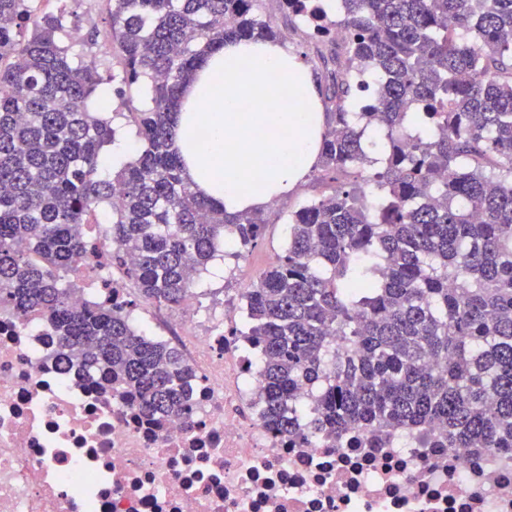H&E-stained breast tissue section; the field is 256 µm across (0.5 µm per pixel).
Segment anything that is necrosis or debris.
<instances>
[{
  "instance_id": "obj_1",
  "label": "necrosis or debris",
  "mask_w": 512,
  "mask_h": 512,
  "mask_svg": "<svg viewBox=\"0 0 512 512\" xmlns=\"http://www.w3.org/2000/svg\"><path fill=\"white\" fill-rule=\"evenodd\" d=\"M112 248L89 231L74 308L130 303ZM195 310L166 316L195 371L170 416L60 355L48 313L0 310V512H512V453L443 447L437 427L383 445L275 434L253 410L257 351Z\"/></svg>"
}]
</instances>
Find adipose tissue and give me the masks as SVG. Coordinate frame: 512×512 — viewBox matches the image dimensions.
I'll return each instance as SVG.
<instances>
[{"instance_id":"1","label":"adipose tissue","mask_w":512,"mask_h":512,"mask_svg":"<svg viewBox=\"0 0 512 512\" xmlns=\"http://www.w3.org/2000/svg\"><path fill=\"white\" fill-rule=\"evenodd\" d=\"M319 83L273 40H231L192 74L175 109L195 191L226 214L266 209L306 177L326 130Z\"/></svg>"}]
</instances>
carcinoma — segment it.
Listing matches in <instances>:
<instances>
[{
	"label": "carcinoma",
	"instance_id": "carcinoma-1",
	"mask_svg": "<svg viewBox=\"0 0 512 512\" xmlns=\"http://www.w3.org/2000/svg\"><path fill=\"white\" fill-rule=\"evenodd\" d=\"M108 2L112 73L92 39L75 60L69 10L0 0V308L48 312L63 356L178 414L181 352L123 307L73 309L57 271L99 209L112 264L157 305L180 304L227 240L257 243L256 215H226L183 176L172 108L208 53L277 33L257 0ZM279 3L334 44L320 179L336 187L288 216L283 255L241 295L233 332L260 349L264 421L298 440L439 424L449 448L512 451V0H336L342 44L321 0ZM142 80L143 148L105 178L114 129L89 102ZM303 386L318 407L298 416Z\"/></svg>",
	"mask_w": 512,
	"mask_h": 512
}]
</instances>
